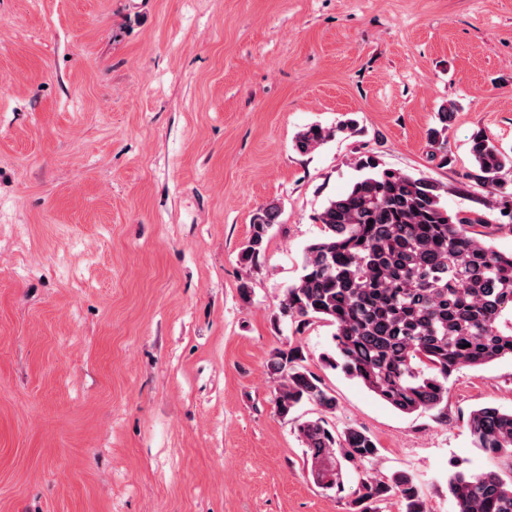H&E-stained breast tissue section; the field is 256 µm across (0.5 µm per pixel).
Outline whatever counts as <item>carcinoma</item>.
<instances>
[{"instance_id":"1","label":"carcinoma","mask_w":512,"mask_h":512,"mask_svg":"<svg viewBox=\"0 0 512 512\" xmlns=\"http://www.w3.org/2000/svg\"><path fill=\"white\" fill-rule=\"evenodd\" d=\"M456 111L453 102L441 105L440 127L429 133L444 164L445 133ZM346 131L357 132L355 119L312 124L297 133L294 148L308 154ZM471 155L464 178L487 189L500 226L512 231V153L479 131ZM355 167L361 176L314 216L324 236L306 246L302 274L286 289L280 316L298 332L315 320L328 322L335 328L333 354L325 357L330 368H341L402 413L433 411L446 419L454 371L512 358V253L495 250L475 231L487 223L485 213L449 210L448 189L436 179L392 171L374 155L358 156ZM279 217L274 203L257 212L243 263L263 255ZM303 362L298 348L270 354L276 411L294 425L315 482L339 490L343 464L373 460L378 446L362 428L339 432L329 425L336 397ZM305 404L319 415L298 414ZM468 423L475 447L491 457L512 454V410L480 407ZM448 493L455 512H512V478L494 470L458 471L448 477ZM392 497L403 503L402 512H429L406 471L389 483L362 472L352 510L381 512Z\"/></svg>"}]
</instances>
